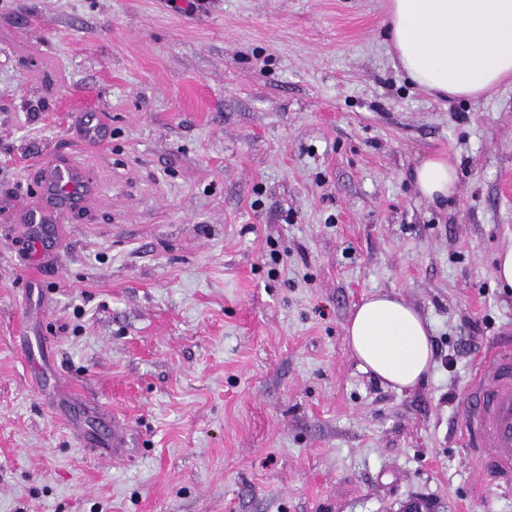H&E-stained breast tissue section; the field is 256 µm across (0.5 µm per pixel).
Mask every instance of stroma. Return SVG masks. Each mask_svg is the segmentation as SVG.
Instances as JSON below:
<instances>
[{"instance_id":"obj_1","label":"stroma","mask_w":512,"mask_h":512,"mask_svg":"<svg viewBox=\"0 0 512 512\" xmlns=\"http://www.w3.org/2000/svg\"><path fill=\"white\" fill-rule=\"evenodd\" d=\"M385 4L0 0V512H512L462 433L512 342V84L415 89ZM51 152L95 194L33 287L4 216ZM431 155L445 204L414 188ZM378 291L431 326L413 390L349 351ZM71 120L75 122V127L85 139L96 142L100 141L105 131L106 120L100 112H74ZM413 182L423 198L442 203L456 192L458 170L448 158L431 156L416 166Z\"/></svg>"}]
</instances>
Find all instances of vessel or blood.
Here are the masks:
<instances>
[{"label":"vessel or blood","instance_id":"vessel-or-blood-1","mask_svg":"<svg viewBox=\"0 0 512 512\" xmlns=\"http://www.w3.org/2000/svg\"><path fill=\"white\" fill-rule=\"evenodd\" d=\"M85 139L101 140L106 120L101 113L76 112L71 116ZM46 203H25L15 211L22 230L40 224H57L62 212L60 197L74 200L91 198L82 167L59 164L48 155L42 165ZM465 433L473 457L483 473L500 486L512 485V350L495 348L485 353L477 366L465 415Z\"/></svg>","mask_w":512,"mask_h":512}]
</instances>
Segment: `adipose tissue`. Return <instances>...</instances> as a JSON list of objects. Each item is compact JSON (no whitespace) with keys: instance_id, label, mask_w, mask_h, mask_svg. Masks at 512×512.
Listing matches in <instances>:
<instances>
[{"instance_id":"obj_1","label":"adipose tissue","mask_w":512,"mask_h":512,"mask_svg":"<svg viewBox=\"0 0 512 512\" xmlns=\"http://www.w3.org/2000/svg\"><path fill=\"white\" fill-rule=\"evenodd\" d=\"M387 32L413 84L451 99H479L512 81V0H387ZM413 182L441 203L456 192L458 170L442 156L418 164ZM360 368L396 391L414 389L434 364L429 326L395 293L355 306L346 325Z\"/></svg>"}]
</instances>
